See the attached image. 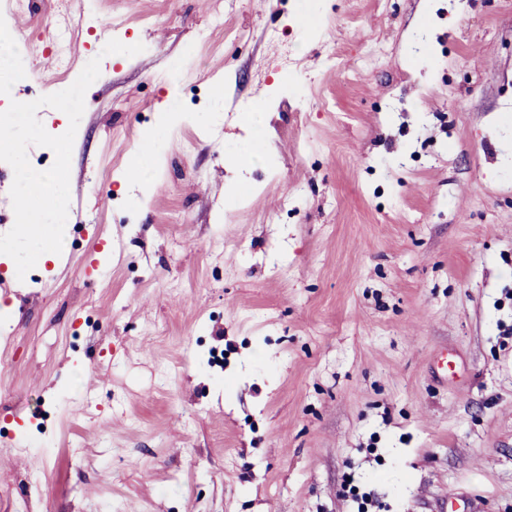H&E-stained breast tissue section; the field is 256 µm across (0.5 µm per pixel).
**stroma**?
<instances>
[{
  "label": "stroma",
  "instance_id": "stroma-1",
  "mask_svg": "<svg viewBox=\"0 0 512 512\" xmlns=\"http://www.w3.org/2000/svg\"><path fill=\"white\" fill-rule=\"evenodd\" d=\"M55 3L5 22L51 40ZM69 6L100 76L64 265L0 254V512H512V0ZM115 15L142 53L102 56Z\"/></svg>",
  "mask_w": 512,
  "mask_h": 512
}]
</instances>
